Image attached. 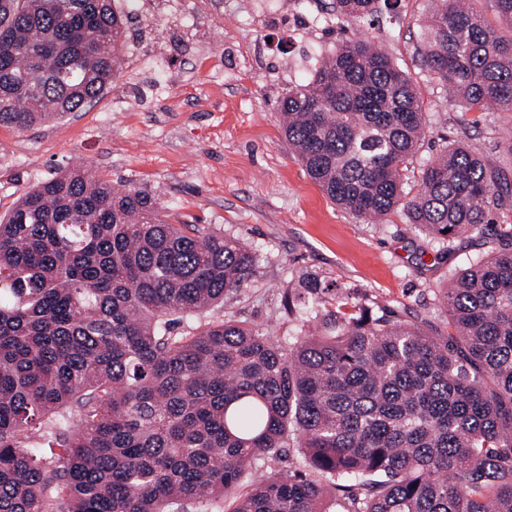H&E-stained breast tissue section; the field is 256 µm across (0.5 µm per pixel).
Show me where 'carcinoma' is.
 Masks as SVG:
<instances>
[{
    "mask_svg": "<svg viewBox=\"0 0 512 512\" xmlns=\"http://www.w3.org/2000/svg\"><path fill=\"white\" fill-rule=\"evenodd\" d=\"M380 1L333 11L367 22ZM439 2L423 65L467 110L512 112V37ZM124 38L111 0H0V125L81 111L116 86ZM278 110L309 177L357 216L402 204L451 243L512 206V182L462 143L406 198L424 112L368 39ZM497 237L441 293L454 335L340 295L285 349L238 320L177 332L243 287L246 245L79 166L38 184L0 221V512H207L290 446L309 473H255L233 512H512V225Z\"/></svg>",
    "mask_w": 512,
    "mask_h": 512,
    "instance_id": "cac0c4a2",
    "label": "carcinoma"
}]
</instances>
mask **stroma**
Segmentation results:
<instances>
[{
	"label": "stroma",
	"mask_w": 512,
	"mask_h": 512,
	"mask_svg": "<svg viewBox=\"0 0 512 512\" xmlns=\"http://www.w3.org/2000/svg\"><path fill=\"white\" fill-rule=\"evenodd\" d=\"M252 0H191L181 17L155 26L128 17L115 88L79 112L18 129L0 126V216L39 182L78 165L116 188L137 186L159 200L165 221L196 224L248 245L255 267L238 292L183 322L190 333L208 322L240 320L288 338L301 323L288 315V284L314 276L328 289L317 307H336L337 292L378 302L448 334L437 295L451 274L499 248V209L482 233L453 243L412 226L403 209L379 223L336 206L309 177L285 136L277 103L307 81L323 57L350 35L379 42L410 78L425 114L426 136L407 165L405 190L444 143L462 142L496 159L512 179V154L501 144L512 114L473 112L451 102L419 56L432 0H394L372 25L330 20L332 0H278L276 20ZM167 62L156 97L139 93L146 58Z\"/></svg>",
	"instance_id": "1"
}]
</instances>
